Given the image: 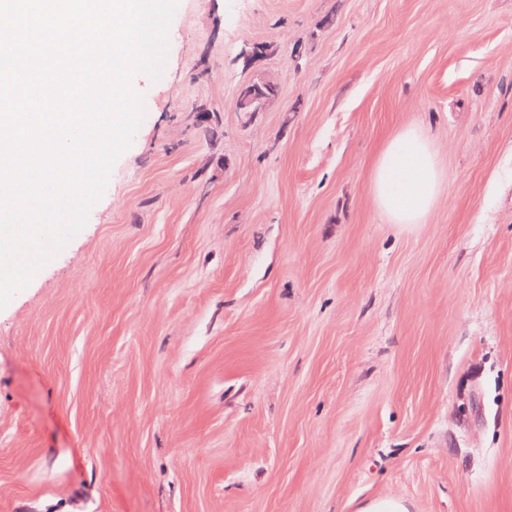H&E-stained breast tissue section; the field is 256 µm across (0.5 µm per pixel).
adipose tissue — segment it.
I'll list each match as a JSON object with an SVG mask.
<instances>
[{
	"label": "adipose tissue",
	"instance_id": "obj_1",
	"mask_svg": "<svg viewBox=\"0 0 512 512\" xmlns=\"http://www.w3.org/2000/svg\"><path fill=\"white\" fill-rule=\"evenodd\" d=\"M443 171L429 136L408 127L385 146L374 165L371 191L392 224H421L441 195Z\"/></svg>",
	"mask_w": 512,
	"mask_h": 512
}]
</instances>
